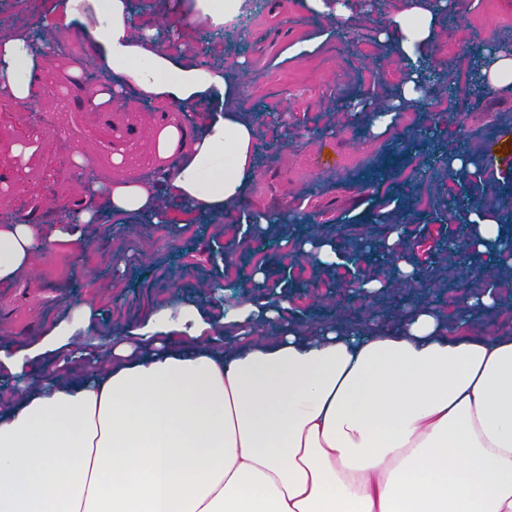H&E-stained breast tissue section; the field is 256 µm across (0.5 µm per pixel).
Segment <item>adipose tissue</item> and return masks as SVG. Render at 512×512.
<instances>
[{"label":"adipose tissue","mask_w":512,"mask_h":512,"mask_svg":"<svg viewBox=\"0 0 512 512\" xmlns=\"http://www.w3.org/2000/svg\"><path fill=\"white\" fill-rule=\"evenodd\" d=\"M92 22L69 0L85 46L108 75L92 109L132 91L164 112L207 107L203 126L155 125V177L126 170L98 181L99 206L77 219L0 223V287L31 274L51 247L83 249L82 225L150 214L177 203L201 215H239L256 177V125L234 109L237 67L200 65L202 47L136 26L130 0H92ZM449 0H401L379 41L404 77L368 127L382 136L424 100L429 59ZM246 0H192L185 27L219 28ZM23 34L0 37V95L37 100L41 63ZM474 258L501 266L507 225L493 207L467 213ZM487 289L452 308L409 302L403 314L316 313L307 323L254 306L211 321L196 305L155 308L140 336L114 338L105 356L70 346L66 322L28 348L0 346V512H512V324L474 328L495 312Z\"/></svg>","instance_id":"adipose-tissue-1"}]
</instances>
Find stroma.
<instances>
[{
  "label": "stroma",
  "instance_id": "stroma-1",
  "mask_svg": "<svg viewBox=\"0 0 512 512\" xmlns=\"http://www.w3.org/2000/svg\"><path fill=\"white\" fill-rule=\"evenodd\" d=\"M459 22L442 24L431 60L445 81L421 106L404 112L398 126L382 137L368 129L361 102H384L402 77L394 56L379 44V25L354 18L345 22L355 38L348 50L337 37L315 53L284 60V46L330 29L325 19L299 12L294 0H263L248 14L247 30L210 32L206 25L183 31L185 41L207 44L225 65L245 59L240 107L258 116L257 175L242 208L280 216L260 228L232 219L202 222L178 206L169 209L168 225L130 216L112 225L108 237L86 232V249L77 255L52 248L40 255L34 273L10 288H0V337L31 346L46 326L62 318L67 301L96 302L100 333L95 349L106 352L113 337L140 330L155 305L187 306L198 298L197 285H222L219 314L235 313L269 299L271 285H282L291 314L299 320L318 309L342 303L365 306L380 316L399 305L391 294L345 291L350 266L322 267L298 255L293 247L307 227L294 214L312 215L336 249L351 256L354 244L378 247L387 217L411 210L416 227L414 261L423 272L414 293L421 302L448 303L466 291L453 287L450 270L457 264L442 249L461 223L448 203L455 198L480 200L485 185L448 177L450 151L484 150L500 138L512 151V93L475 95L463 57L473 33L484 38L512 33V0H463ZM63 0H0V35L43 25L62 14ZM89 53L48 59L40 87L42 108L54 122L35 126L18 109L0 107V221L15 210L39 204L60 190L78 195L80 171L67 179L56 172L71 149H81L89 167L111 170L112 157H133L139 175L153 162L145 145L159 114L155 104L123 110L90 111L83 82L72 68L95 69ZM449 112L465 115L466 137L427 138L428 128ZM265 272L251 282L254 270Z\"/></svg>",
  "mask_w": 512,
  "mask_h": 512
}]
</instances>
